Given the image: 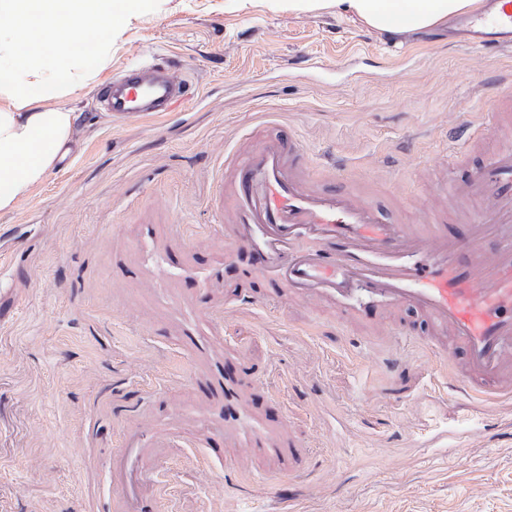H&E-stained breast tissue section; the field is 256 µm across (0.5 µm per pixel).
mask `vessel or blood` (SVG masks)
Returning <instances> with one entry per match:
<instances>
[{
  "label": "vessel or blood",
  "mask_w": 512,
  "mask_h": 512,
  "mask_svg": "<svg viewBox=\"0 0 512 512\" xmlns=\"http://www.w3.org/2000/svg\"><path fill=\"white\" fill-rule=\"evenodd\" d=\"M460 43L512 44V11L478 13L457 23ZM179 63L131 66L95 97L113 119L162 112L187 95ZM224 181L223 241L187 242L180 224L134 225L115 281H132V304L162 324L191 364L192 400L170 399L121 433L112 487L132 512H153L138 491L156 483L171 438L204 444L221 438L232 464L263 465L272 478L299 470L307 451L284 419L254 399L259 377L243 352L224 345V283L261 278L268 302L296 297L342 316L383 322L387 310L421 315L426 343L461 355L453 388L488 399L512 395V144L485 153L452 181L457 206L424 224L384 219L347 187L315 188L305 154L276 134L239 147Z\"/></svg>",
  "instance_id": "1"
}]
</instances>
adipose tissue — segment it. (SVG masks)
<instances>
[{
	"instance_id": "adipose-tissue-1",
	"label": "adipose tissue",
	"mask_w": 512,
	"mask_h": 512,
	"mask_svg": "<svg viewBox=\"0 0 512 512\" xmlns=\"http://www.w3.org/2000/svg\"><path fill=\"white\" fill-rule=\"evenodd\" d=\"M292 15L331 12L394 35L427 32L469 13L481 0H285ZM141 0H0V16L15 24L0 34V212L12 211L67 154L77 115L48 107L87 79L88 56L58 46L50 31L76 33L95 23L104 36L97 61L112 51L114 16Z\"/></svg>"
}]
</instances>
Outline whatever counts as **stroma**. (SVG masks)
<instances>
[{"mask_svg":"<svg viewBox=\"0 0 512 512\" xmlns=\"http://www.w3.org/2000/svg\"><path fill=\"white\" fill-rule=\"evenodd\" d=\"M112 57L61 103L75 144L31 196L0 213V512H115L108 466L123 427L162 394L187 398V359L112 280L135 224L224 231V159L282 131L319 188L347 184L416 224L457 170L448 129L483 127L477 162L512 136L492 86H512V48L487 56L447 27L391 37L269 0H147L114 20ZM179 60L190 99L112 120L92 95L126 66ZM499 112L497 126L487 124ZM228 277L224 343L287 416L303 472L269 481L223 452L178 442L152 495L163 512H512V397L450 389L458 366L410 335L296 302L261 304Z\"/></svg>","mask_w":512,"mask_h":512,"instance_id":"35a3bbf8","label":"stroma"}]
</instances>
